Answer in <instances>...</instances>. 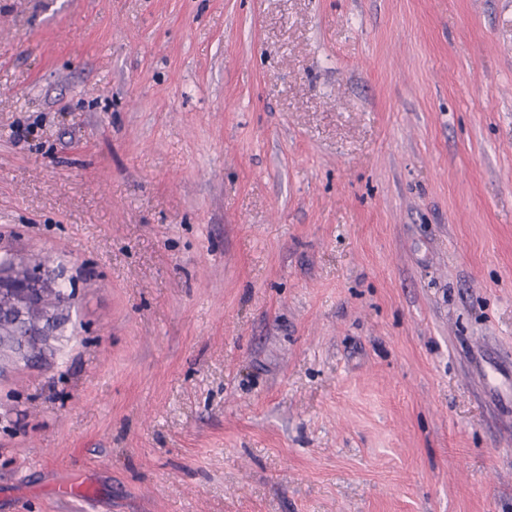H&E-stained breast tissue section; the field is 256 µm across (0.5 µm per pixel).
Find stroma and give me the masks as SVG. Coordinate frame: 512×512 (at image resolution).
Wrapping results in <instances>:
<instances>
[{
    "mask_svg": "<svg viewBox=\"0 0 512 512\" xmlns=\"http://www.w3.org/2000/svg\"><path fill=\"white\" fill-rule=\"evenodd\" d=\"M7 253L0 512H512V0H0ZM32 273L27 265L0 266V355L18 354L34 358L41 354L53 336L59 309L69 304L70 297L51 302L55 286L48 271L41 267ZM32 327L37 336H21L20 329Z\"/></svg>",
    "mask_w": 512,
    "mask_h": 512,
    "instance_id": "obj_1",
    "label": "stroma"
}]
</instances>
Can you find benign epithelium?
<instances>
[{"label": "benign epithelium", "instance_id": "benign-epithelium-1", "mask_svg": "<svg viewBox=\"0 0 512 512\" xmlns=\"http://www.w3.org/2000/svg\"><path fill=\"white\" fill-rule=\"evenodd\" d=\"M55 293L48 271L38 267L31 272L23 264L0 266V354H18L34 358L41 354L53 336L59 319V309L69 302V296L51 302Z\"/></svg>", "mask_w": 512, "mask_h": 512}]
</instances>
